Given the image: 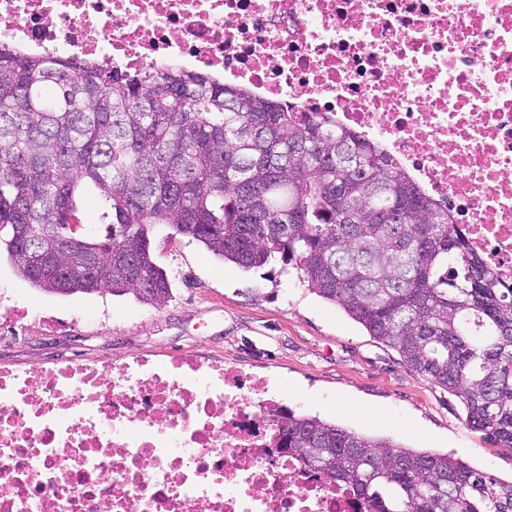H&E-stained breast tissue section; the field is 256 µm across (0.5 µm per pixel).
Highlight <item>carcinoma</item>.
Masks as SVG:
<instances>
[{
    "instance_id": "1",
    "label": "carcinoma",
    "mask_w": 512,
    "mask_h": 512,
    "mask_svg": "<svg viewBox=\"0 0 512 512\" xmlns=\"http://www.w3.org/2000/svg\"><path fill=\"white\" fill-rule=\"evenodd\" d=\"M327 123L191 71L0 44V247L42 291L133 290L153 307L171 299L160 225L245 270L278 260L512 448V286L381 146ZM87 185L105 245L73 239ZM282 445L377 512H512V481L448 453L293 412Z\"/></svg>"
}]
</instances>
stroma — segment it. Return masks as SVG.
Returning <instances> with one entry per match:
<instances>
[{
  "label": "stroma",
  "mask_w": 512,
  "mask_h": 512,
  "mask_svg": "<svg viewBox=\"0 0 512 512\" xmlns=\"http://www.w3.org/2000/svg\"><path fill=\"white\" fill-rule=\"evenodd\" d=\"M151 250L171 282L172 298L161 308L130 293L43 292L1 253L0 293L16 310L37 304L43 321L0 344V367L78 358L117 368L138 357L165 361L193 353L286 387L297 413L448 453L512 479L511 448L471 429L457 397L310 292L294 270L279 263L243 270L164 226Z\"/></svg>",
  "instance_id": "35a3bbf8"
}]
</instances>
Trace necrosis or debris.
Segmentation results:
<instances>
[{"mask_svg":"<svg viewBox=\"0 0 512 512\" xmlns=\"http://www.w3.org/2000/svg\"><path fill=\"white\" fill-rule=\"evenodd\" d=\"M0 43L246 86L376 141L512 285V0H0ZM288 397L184 354L0 368V512H374Z\"/></svg>","mask_w":512,"mask_h":512,"instance_id":"4bbe7bcc","label":"necrosis or debris"}]
</instances>
